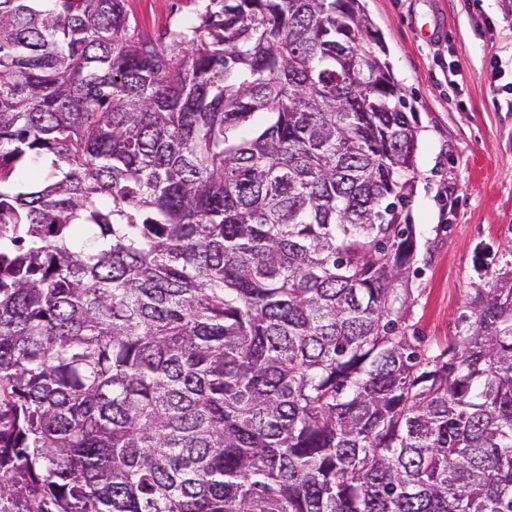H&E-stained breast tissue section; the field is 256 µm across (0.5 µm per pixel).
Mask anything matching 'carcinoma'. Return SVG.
Masks as SVG:
<instances>
[{"label": "carcinoma", "mask_w": 512, "mask_h": 512, "mask_svg": "<svg viewBox=\"0 0 512 512\" xmlns=\"http://www.w3.org/2000/svg\"><path fill=\"white\" fill-rule=\"evenodd\" d=\"M0 0V512H512V264L402 323L419 126L361 0ZM132 27L147 40L166 42V33L181 26L194 4L185 0H126Z\"/></svg>", "instance_id": "cac0c4a2"}]
</instances>
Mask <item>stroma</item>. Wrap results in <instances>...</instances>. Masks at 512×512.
Listing matches in <instances>:
<instances>
[{
    "mask_svg": "<svg viewBox=\"0 0 512 512\" xmlns=\"http://www.w3.org/2000/svg\"><path fill=\"white\" fill-rule=\"evenodd\" d=\"M421 127L411 220L418 273L408 320L425 347H445L479 265L512 260V10L504 0H364ZM132 27L163 42L188 0H127Z\"/></svg>",
    "mask_w": 512,
    "mask_h": 512,
    "instance_id": "35a3bbf8",
    "label": "stroma"
}]
</instances>
